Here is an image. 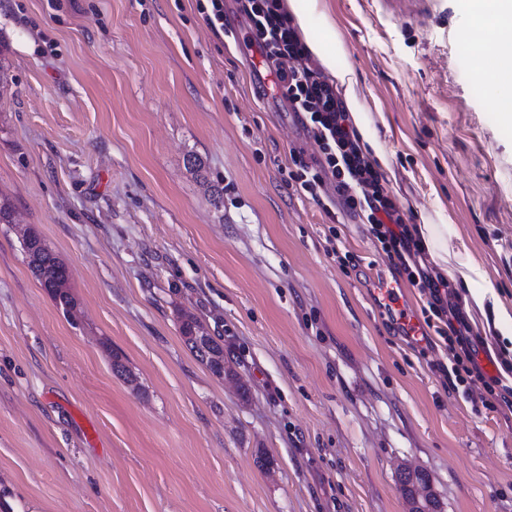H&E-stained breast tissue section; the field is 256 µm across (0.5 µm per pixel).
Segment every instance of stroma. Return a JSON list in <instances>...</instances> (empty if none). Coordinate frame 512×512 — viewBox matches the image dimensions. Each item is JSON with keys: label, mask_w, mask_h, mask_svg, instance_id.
Returning a JSON list of instances; mask_svg holds the SVG:
<instances>
[{"label": "stroma", "mask_w": 512, "mask_h": 512, "mask_svg": "<svg viewBox=\"0 0 512 512\" xmlns=\"http://www.w3.org/2000/svg\"><path fill=\"white\" fill-rule=\"evenodd\" d=\"M322 4L407 224L449 219V254L512 305V128L474 81L459 0ZM250 36L237 0L218 33L197 0H0L17 222L0 224V512H409L403 467L438 512H512V340L449 285L478 368L510 389L489 410L482 382L443 377L442 336L414 341L374 303L394 267L334 189L289 179L320 150L255 84L272 65ZM23 227L67 266L75 318L29 271ZM180 333L183 341L195 357L209 371L224 376V348L205 330L201 321L187 314H180ZM401 474L402 472L399 474V482L404 494L412 501L419 490L426 491L427 493L422 498L425 497V499H429L431 504L430 509H435L436 501L431 490L428 475L423 471L409 472L404 477L403 475L401 476Z\"/></svg>", "instance_id": "stroma-1"}]
</instances>
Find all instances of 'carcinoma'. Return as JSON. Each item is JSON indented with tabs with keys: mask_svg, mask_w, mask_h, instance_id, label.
<instances>
[{
	"mask_svg": "<svg viewBox=\"0 0 512 512\" xmlns=\"http://www.w3.org/2000/svg\"><path fill=\"white\" fill-rule=\"evenodd\" d=\"M21 240L25 260L32 275L66 312L76 313L78 301L69 291V274L65 264L35 231L26 230ZM180 333L186 346L213 375L224 376V347L210 336L197 317L180 315ZM399 482L409 499H414L415 494L423 490L425 498L430 500L431 508H436L430 480L425 472H409L399 477Z\"/></svg>",
	"mask_w": 512,
	"mask_h": 512,
	"instance_id": "cac0c4a2",
	"label": "carcinoma"
}]
</instances>
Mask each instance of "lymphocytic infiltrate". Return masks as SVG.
Wrapping results in <instances>:
<instances>
[{
    "label": "lymphocytic infiltrate",
    "mask_w": 512,
    "mask_h": 512,
    "mask_svg": "<svg viewBox=\"0 0 512 512\" xmlns=\"http://www.w3.org/2000/svg\"><path fill=\"white\" fill-rule=\"evenodd\" d=\"M250 18L253 40L268 61L275 65L279 88L293 112L320 147L321 158L306 161L293 155L289 177L312 198H319L326 186H333L347 210L369 224L399 274L426 295L429 310L437 319L456 314L448 300V284L432 276L424 265V250L413 238L404 214L382 184L381 174L364 156L355 129L335 87L311 61V55L298 34L294 18L283 0H239ZM467 324L452 328L447 347L454 365L445 377L451 386H468L474 371Z\"/></svg>",
    "instance_id": "f902f5d3"
}]
</instances>
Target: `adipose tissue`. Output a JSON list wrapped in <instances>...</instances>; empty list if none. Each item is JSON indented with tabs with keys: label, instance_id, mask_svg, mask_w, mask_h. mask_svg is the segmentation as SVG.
<instances>
[{
	"label": "adipose tissue",
	"instance_id": "adipose-tissue-1",
	"mask_svg": "<svg viewBox=\"0 0 512 512\" xmlns=\"http://www.w3.org/2000/svg\"><path fill=\"white\" fill-rule=\"evenodd\" d=\"M468 18L469 44L479 59L476 82L498 107L503 122L512 126V0H461ZM300 34L337 90L342 91L350 117L371 161L389 163L384 146L367 124L354 94L351 70L343 63L344 47L325 13L321 0H287ZM416 234L451 282L467 287L466 307L486 314L487 332L512 338V307L506 306L487 281L482 267L469 256L449 255L448 226L423 220Z\"/></svg>",
	"mask_w": 512,
	"mask_h": 512
}]
</instances>
